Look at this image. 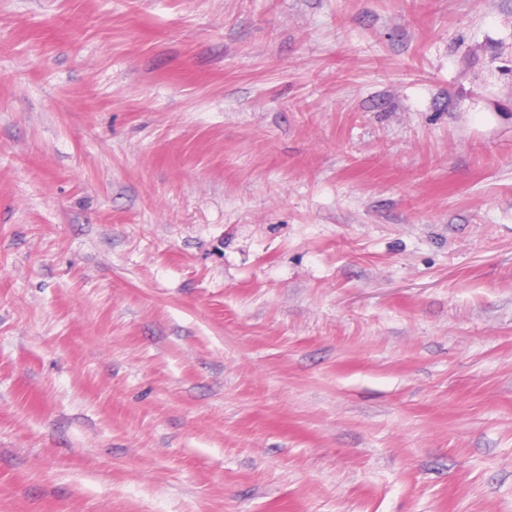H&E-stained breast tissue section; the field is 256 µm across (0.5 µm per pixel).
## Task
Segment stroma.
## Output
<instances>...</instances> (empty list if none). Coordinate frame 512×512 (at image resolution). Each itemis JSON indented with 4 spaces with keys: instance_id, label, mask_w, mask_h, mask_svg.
Segmentation results:
<instances>
[{
    "instance_id": "obj_1",
    "label": "stroma",
    "mask_w": 512,
    "mask_h": 512,
    "mask_svg": "<svg viewBox=\"0 0 512 512\" xmlns=\"http://www.w3.org/2000/svg\"><path fill=\"white\" fill-rule=\"evenodd\" d=\"M0 512H512V0H0Z\"/></svg>"
}]
</instances>
